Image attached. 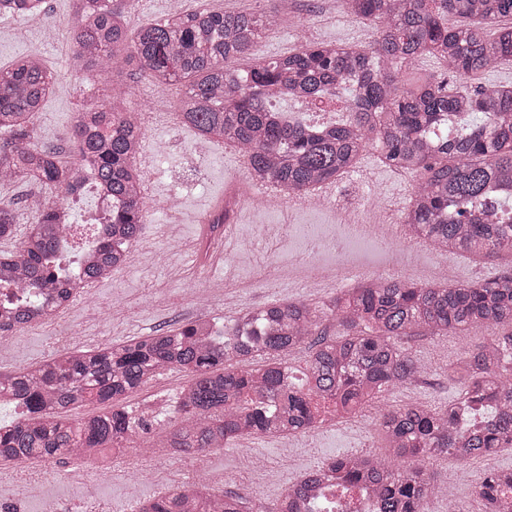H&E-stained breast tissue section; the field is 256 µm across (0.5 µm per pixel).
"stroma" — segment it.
<instances>
[{
    "label": "stroma",
    "instance_id": "35a3bbf8",
    "mask_svg": "<svg viewBox=\"0 0 512 512\" xmlns=\"http://www.w3.org/2000/svg\"><path fill=\"white\" fill-rule=\"evenodd\" d=\"M121 12L129 33L165 17L167 0H112ZM185 11H245L258 15L277 14L292 17V24L269 28L255 42L248 55L228 60V69H243L262 59L287 54L301 44L313 41L336 45L365 46L372 41L373 24L347 16L341 0H183ZM27 17L0 18V65L16 58L37 54L43 63L70 84L69 93H51L30 126L32 142L49 146L70 156L76 113L84 97H107L112 80L123 81L133 91V100H142L148 85L142 74L127 63L120 64L112 76L91 75L71 69V45L63 29L40 34L31 30ZM160 109L145 132L146 145H158V152L146 159L153 178L145 190L146 201L173 198L171 209L147 214L143 232L129 251L124 268L111 277L97 281L90 292L76 298L53 326H33L9 337V350L0 354V372L7 373L41 362L57 352L61 339L91 348L133 336H147L197 318H209L231 324L246 308H259L286 300H304L314 305L331 296V289L303 293L293 283L270 284L262 267L273 261L281 265L316 260L335 263L331 253L311 254L306 241L317 228L337 224L333 207L310 204L285 207L280 203L244 205L235 216L241 237H255L250 257L239 258L226 250L216 267H201L197 246L202 229L215 216L230 190L245 178L238 154L222 143L203 140L188 126L177 124L174 95L158 94ZM415 174L400 175L382 163L378 150L364 153L357 169L332 184L334 194L350 199L379 197L393 208H404L416 184ZM47 188L17 182L0 185V204L14 208L19 216L18 230L26 232L39 213L37 199L47 196ZM277 224L280 236H258L261 225ZM152 251L156 259L139 260L141 250ZM418 280L433 283L435 269L443 264L455 266L454 285L495 277H512V255L497 253L479 257L422 250L414 257ZM483 329H471L464 337L432 336L418 331L405 339L412 354L429 361L433 367L425 379L384 394L394 405L411 401L434 407L447 405L455 393L448 378V366L465 349L480 343ZM362 453L383 454V442L374 414L361 416L339 425L317 429L297 436L291 445L271 436H255L236 446L209 453L202 464L204 480L228 495H242L243 512H255L257 505L275 503L304 473L318 468L330 458ZM195 462L184 459L158 461L155 468L143 470L133 465L118 468L112 475L89 481L69 482L62 475L74 468L73 460L52 463L49 479L18 473L0 481V503L16 512H34L35 498L55 499L61 512H130V498L149 497L162 492L164 485H175ZM436 479L447 487L451 498L431 500L428 512H446L449 503H457L464 512H482L483 503L474 492L483 471L480 462H461L451 457L437 460ZM35 484L36 496L24 497L19 484Z\"/></svg>",
    "mask_w": 512,
    "mask_h": 512
}]
</instances>
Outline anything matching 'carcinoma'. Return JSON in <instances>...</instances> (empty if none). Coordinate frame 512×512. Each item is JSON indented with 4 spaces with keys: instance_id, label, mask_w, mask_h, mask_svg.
Returning a JSON list of instances; mask_svg holds the SVG:
<instances>
[{
    "instance_id": "carcinoma-1",
    "label": "carcinoma",
    "mask_w": 512,
    "mask_h": 512,
    "mask_svg": "<svg viewBox=\"0 0 512 512\" xmlns=\"http://www.w3.org/2000/svg\"><path fill=\"white\" fill-rule=\"evenodd\" d=\"M67 31L77 65L112 72L118 54L158 87H181L178 112L208 139L249 157L253 181L291 197L332 183L357 168L370 148L395 168L420 174L405 213L410 236L441 252L512 254V84L468 82L512 62V0H343L347 11L379 23L364 47L305 43L287 56L229 70L273 20L247 12H175L128 40L112 0H71ZM44 0H0V17L34 16ZM470 20L448 26V16ZM495 27L489 37L484 25ZM420 56L446 66L450 79L405 86L401 69ZM57 82L33 56L0 67V181L36 183L57 195L40 205L36 223L10 250H0V287L18 293L0 305V337L49 318L48 299L76 298L125 262L143 230L147 206L134 167L144 138L138 110L123 84L90 100L75 120L73 156L65 160L29 140L28 128ZM350 90L348 118L310 124L273 107L276 99L317 107ZM120 202L98 250L80 272L57 263L67 229L59 209L83 169ZM18 216L0 206V241L16 238ZM326 319L336 323L329 334ZM512 278L466 285L366 280L314 306L286 301L243 311L216 334L196 321L157 336L133 337L55 355L0 374V408L22 409L0 424V463L94 457L114 449L185 458L222 450L254 435L307 433L330 407L348 417L383 392L413 383L424 366L402 345L418 328L488 336L451 367L455 399L444 408L388 406L378 425L389 458L351 454L332 459L256 512H347L351 494L376 491L377 512H427L438 484L434 460L460 461L512 448ZM306 352L301 377L288 357ZM164 370L189 376L172 412L129 410L123 402ZM98 404L71 420L74 406ZM483 412L468 430L460 414ZM512 491V470L483 476L476 494L484 512H499ZM238 496L197 482L140 501L139 512H242Z\"/></svg>"
}]
</instances>
